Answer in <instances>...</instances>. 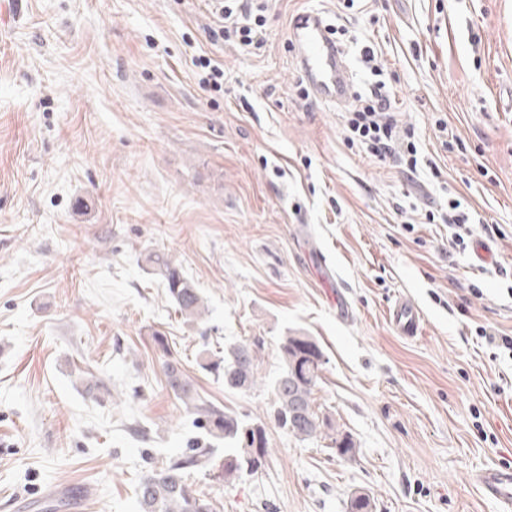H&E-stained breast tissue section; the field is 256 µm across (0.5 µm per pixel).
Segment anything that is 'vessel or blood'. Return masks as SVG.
<instances>
[{"label":"vessel or blood","instance_id":"vessel-or-blood-1","mask_svg":"<svg viewBox=\"0 0 512 512\" xmlns=\"http://www.w3.org/2000/svg\"><path fill=\"white\" fill-rule=\"evenodd\" d=\"M289 36L295 59L311 91L326 101L345 104L350 92V70L343 49L331 38L322 17L312 11L296 15ZM388 314L402 335H415L421 328L418 312L407 298H397ZM477 480L484 495L498 503L499 512H512L511 468L484 470Z\"/></svg>","mask_w":512,"mask_h":512}]
</instances>
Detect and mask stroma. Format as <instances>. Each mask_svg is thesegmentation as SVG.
<instances>
[{"mask_svg":"<svg viewBox=\"0 0 512 512\" xmlns=\"http://www.w3.org/2000/svg\"><path fill=\"white\" fill-rule=\"evenodd\" d=\"M303 10L345 28L353 94L374 81L373 44L417 174L349 146L346 107L300 96ZM262 20L257 50L213 37L211 0L0 8V512H134L139 478L199 436L155 330L202 396L266 423L258 475L193 474L217 512H346L361 488L376 512H499L474 475L512 468V356L485 338L512 336V0H267ZM201 56L223 65L222 90L201 83ZM452 198L472 220L461 247ZM155 249L202 293V320L147 272ZM400 296L416 335L389 322ZM296 330L324 353L314 404L354 460L269 419ZM256 338L251 391L197 365L202 344Z\"/></svg>","mask_w":512,"mask_h":512,"instance_id":"stroma-1","label":"stroma"}]
</instances>
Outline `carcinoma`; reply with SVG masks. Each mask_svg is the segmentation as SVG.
I'll return each instance as SVG.
<instances>
[{
	"instance_id": "cac0c4a2",
	"label": "carcinoma",
	"mask_w": 512,
	"mask_h": 512,
	"mask_svg": "<svg viewBox=\"0 0 512 512\" xmlns=\"http://www.w3.org/2000/svg\"><path fill=\"white\" fill-rule=\"evenodd\" d=\"M147 269L159 276L175 310L187 322L202 317L204 300L197 288L186 279L180 267L168 254L152 251L145 256ZM155 347L164 358L166 385L181 404L186 415L215 442H224L228 454L215 459L211 444H194L182 453L171 456L140 479L136 487L137 512H215L213 501L191 488V471L207 462L213 477L228 480L245 471L254 475L261 471L269 455V439L265 423L245 421L241 415L224 410L200 395L194 381L182 370L174 357L168 337L153 334ZM260 341L241 343L228 352L203 349L199 354L200 368L221 378L224 387L249 391L256 387L254 374L255 349ZM281 370L272 384L274 404L270 418L288 434L302 440L324 435L336 447V455L353 460L356 443L340 432L328 414L313 408L312 394L321 380L325 365L324 354L310 336L293 333L280 338L278 345ZM374 497L365 490L353 492L346 512H375Z\"/></svg>"
}]
</instances>
